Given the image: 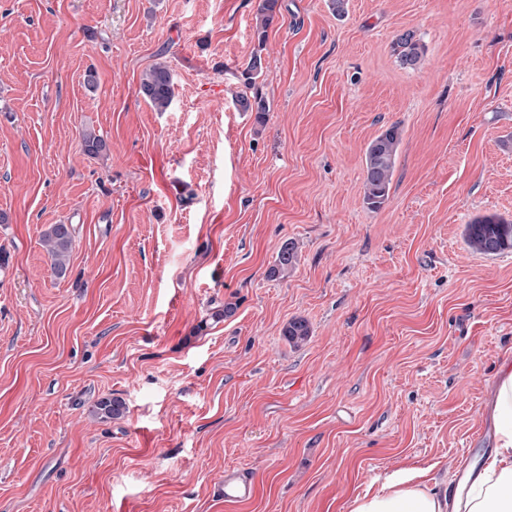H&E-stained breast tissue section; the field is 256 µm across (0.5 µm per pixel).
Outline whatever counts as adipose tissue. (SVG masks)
Listing matches in <instances>:
<instances>
[{"label":"adipose tissue","instance_id":"obj_1","mask_svg":"<svg viewBox=\"0 0 512 512\" xmlns=\"http://www.w3.org/2000/svg\"><path fill=\"white\" fill-rule=\"evenodd\" d=\"M492 388L488 416L494 448L469 470L454 496L401 473L389 476L380 491L355 498L352 512H512V355L503 360Z\"/></svg>","mask_w":512,"mask_h":512}]
</instances>
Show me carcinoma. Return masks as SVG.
<instances>
[{"mask_svg": "<svg viewBox=\"0 0 512 512\" xmlns=\"http://www.w3.org/2000/svg\"><path fill=\"white\" fill-rule=\"evenodd\" d=\"M280 13L279 0H261L256 15L257 47L243 71L245 90L235 94V102L244 112L255 113V120L262 124L270 111V103L261 92L258 80L262 75V51L265 48L266 33ZM392 51L398 62L405 68L419 67L424 58L425 49L413 35L404 33L392 43ZM138 94L153 108L163 112L171 104L174 96V83L170 68L164 63H156L146 70L140 80ZM402 141V130L392 125L372 139L366 147L364 156V201L369 208L378 210L388 199L391 178ZM467 242L474 252L495 255L512 250V222L487 216L477 218L467 225ZM44 243L51 265L55 272L63 276L67 270V261L73 243L71 225L53 224L45 233ZM297 260L295 247L284 246L278 253L275 264L269 270V276L278 277L288 272ZM237 304L232 301L216 307L208 319L199 324L198 330L232 317ZM282 335L286 341L298 346L310 336V326L304 318H293L284 326ZM125 406L121 399L104 397L97 401L91 413L100 420L121 417Z\"/></svg>", "mask_w": 512, "mask_h": 512, "instance_id": "cac0c4a2", "label": "carcinoma"}]
</instances>
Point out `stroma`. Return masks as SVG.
Here are the masks:
<instances>
[{
  "label": "stroma",
  "mask_w": 512,
  "mask_h": 512,
  "mask_svg": "<svg viewBox=\"0 0 512 512\" xmlns=\"http://www.w3.org/2000/svg\"><path fill=\"white\" fill-rule=\"evenodd\" d=\"M259 2L0 0V512H351L405 470L450 486L485 436L512 250L465 228L512 221V0H280L262 124L234 99ZM157 62L163 112L138 93ZM394 124L375 211L363 154ZM106 396L123 417H91ZM392 51L396 55L398 62L409 69H416L422 63L425 49L418 41L414 40L413 35L404 33L392 43ZM138 93L157 111H165L174 96L170 68L165 63H156L151 66L140 80ZM467 242L474 252L495 255L512 250V222L487 216L467 225ZM44 243L53 269L59 276H64L73 243L71 225L52 224L45 233Z\"/></svg>",
  "instance_id": "stroma-1"
}]
</instances>
